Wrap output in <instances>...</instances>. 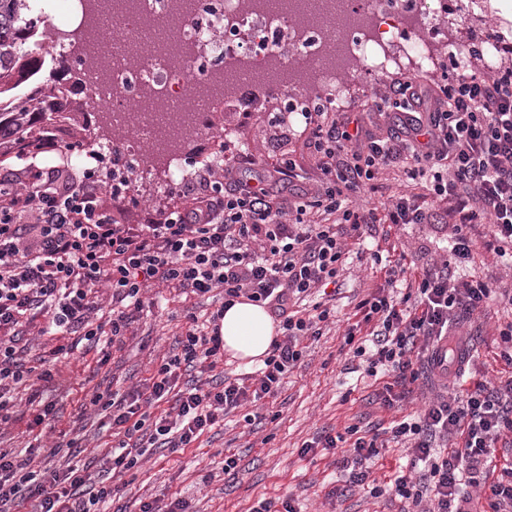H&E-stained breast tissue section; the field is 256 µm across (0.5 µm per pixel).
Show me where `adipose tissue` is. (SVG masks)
Returning a JSON list of instances; mask_svg holds the SVG:
<instances>
[{
	"instance_id": "adipose-tissue-1",
	"label": "adipose tissue",
	"mask_w": 512,
	"mask_h": 512,
	"mask_svg": "<svg viewBox=\"0 0 512 512\" xmlns=\"http://www.w3.org/2000/svg\"><path fill=\"white\" fill-rule=\"evenodd\" d=\"M277 327L266 308L249 301L224 312L221 333L224 349L232 357L254 364L268 353Z\"/></svg>"
}]
</instances>
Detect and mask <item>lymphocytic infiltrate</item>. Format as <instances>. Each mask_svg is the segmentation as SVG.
Returning a JSON list of instances; mask_svg holds the SVG:
<instances>
[{
  "label": "lymphocytic infiltrate",
  "instance_id": "obj_1",
  "mask_svg": "<svg viewBox=\"0 0 512 512\" xmlns=\"http://www.w3.org/2000/svg\"><path fill=\"white\" fill-rule=\"evenodd\" d=\"M400 103L387 136L370 128L390 104ZM304 146L317 160L321 188L291 201L275 188L294 179L293 151L272 164L260 184L202 174L182 189V206L146 213L143 223H123L117 211L132 196L129 182L108 185L93 172L76 177L63 169L28 164L0 180V412L13 386L51 380L34 375L22 343L31 327L41 334L83 333L121 343L142 308V294L165 284L199 297L222 291V309L209 328L187 314L179 351L154 367L137 388L117 399L93 396L108 410L117 444L112 462L99 469L67 467L40 477L30 458L0 448V512H91L112 497L106 478L133 468L150 448H188L220 426L226 414L275 399L284 378L303 356V341L321 334L330 310L305 309L312 290L335 284L348 251L345 237L362 238L373 224H432L451 229L448 267L423 269L396 294L399 272L384 271V287L357 303L345 343L369 355L367 372L394 378L383 386L393 407L425 371L447 378L448 336L460 315L486 311L495 287L451 278L449 266L468 263L476 248L512 255V69L487 76L481 69L426 80L411 72L392 79L386 95L359 113L304 115ZM401 165L407 178L429 176L425 194L400 196L386 213L356 210L352 193L370 184L380 168ZM486 225L476 237V225ZM112 289V314L93 295ZM269 308L282 320L257 376L222 379L180 389L182 373L214 371L224 359L220 322L240 299ZM369 332L370 346L356 344ZM350 485L367 483L379 455L377 436L350 426ZM392 438L406 442L419 478L398 476L396 496L418 512H463L464 485L483 489L484 512H512V459L495 463V444L512 438V379L477 381L451 397H438L397 422Z\"/></svg>",
  "mask_w": 512,
  "mask_h": 512
}]
</instances>
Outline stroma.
<instances>
[{"label":"stroma","mask_w":512,"mask_h":512,"mask_svg":"<svg viewBox=\"0 0 512 512\" xmlns=\"http://www.w3.org/2000/svg\"><path fill=\"white\" fill-rule=\"evenodd\" d=\"M486 8L472 17L441 6L435 20L448 38L447 52H435L432 63L417 66L409 59L390 65L386 74L369 80L353 69L338 76L341 112L359 111L369 96L388 90L393 76L403 70L436 78L455 61H467V49L486 48L488 41H507L497 62L512 67V0H485ZM264 111H254L255 103ZM273 96L252 88L242 94L240 111L225 112L224 134H206L187 140L181 152L186 158L180 185L194 182L199 171L211 168L215 176L243 180L265 176L267 166L282 148L301 152L302 178L286 188L290 195H314L320 188V172L315 159L304 155L301 134L305 120L298 112H278ZM253 159L244 167V159ZM30 162L41 168H64L75 175L95 171L102 180H110L111 155H103L85 166L70 158L69 152L51 154L28 152L26 159L0 163V175ZM169 159L156 156L149 173L130 174L137 200L125 213V221L138 224L144 211L169 210L180 206L179 187L157 190L167 176ZM450 229L445 224H376L363 245H352V254L342 272L336 298L332 302L336 321L324 327L322 336L309 340L306 356L284 379L273 406L263 411L260 420L246 423L243 412L229 414L223 428L203 435L193 447L175 451L153 449L138 464L116 478L118 501L96 505V512H139L142 502L158 497L186 500L188 512H251L263 499L290 496L297 512H399L402 503L389 496L371 497L366 490L348 487L349 473L340 465L342 449H317L305 455L304 441L325 433L341 434L355 425L363 431L384 432L394 421L421 409L425 402L442 393L438 377L418 381L406 399L386 408L381 386L367 373L366 357L353 356L344 349L347 319L356 303L373 289L382 287L384 277L373 265L374 258L384 264L404 265L408 275L439 259ZM223 297L211 293L203 298L185 297L177 288L155 286L149 289L145 307L134 325L132 336L122 348L106 341H86L78 335H54L32 338L24 354L30 366L51 370L53 378L45 383L39 397L29 390L14 391L7 413L8 423L0 425V448L18 452L32 451L39 469L66 467L67 460L51 456L52 447L67 437H79L86 450L81 462L105 456L111 438L102 424L104 411L93 406L94 394L106 391L125 393L149 377L154 362L168 354L186 326L185 315L194 312L206 319L221 305ZM512 321V307L502 304L490 314H474L463 321L458 332L467 342L468 374L480 376L494 371L508 377L512 368L495 359L499 330ZM58 345L68 346L65 357L41 363L40 355ZM55 413L53 428L30 430L33 414L44 406ZM234 458V468L224 466L225 458Z\"/></svg>","instance_id":"obj_1"}]
</instances>
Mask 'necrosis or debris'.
Returning a JSON list of instances; mask_svg holds the SVG:
<instances>
[{
    "label": "necrosis or debris",
    "instance_id": "necrosis-or-debris-1",
    "mask_svg": "<svg viewBox=\"0 0 512 512\" xmlns=\"http://www.w3.org/2000/svg\"><path fill=\"white\" fill-rule=\"evenodd\" d=\"M100 2L32 0L30 10L50 21L49 41L81 74L91 110L118 130L112 141L86 145L78 161L116 150L140 171L161 149L180 172L174 142L181 128H202L240 90L224 81L227 59L242 58L250 86L288 98L312 91L332 109L340 96L337 75L347 66L372 78L387 71L397 43L426 64L444 42L426 0H113L123 47L109 56L72 53L71 43L92 36L111 41V31L96 24ZM284 32L287 64L273 50Z\"/></svg>",
    "mask_w": 512,
    "mask_h": 512
}]
</instances>
